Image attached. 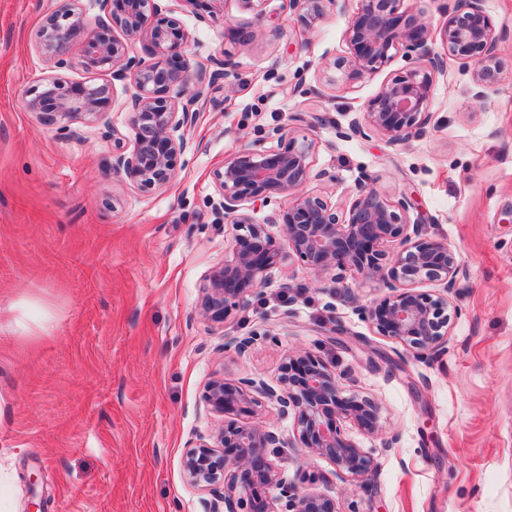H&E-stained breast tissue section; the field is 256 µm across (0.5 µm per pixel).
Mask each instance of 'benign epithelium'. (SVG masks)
<instances>
[{
    "instance_id": "benign-epithelium-1",
    "label": "benign epithelium",
    "mask_w": 512,
    "mask_h": 512,
    "mask_svg": "<svg viewBox=\"0 0 512 512\" xmlns=\"http://www.w3.org/2000/svg\"><path fill=\"white\" fill-rule=\"evenodd\" d=\"M98 7L87 19L81 0H64L48 14L38 32L37 51L50 67L71 65L70 42L83 36L81 64L86 69L111 68V78L134 86L126 102L133 146L127 148L112 130V171L139 190L168 186L176 176L175 161L189 149L185 132L200 116L207 90L229 77L231 63L212 59L190 66L189 32L168 16L161 0H90ZM338 0H288L298 20L311 27L323 18L327 5ZM397 0H361L348 20V55L335 60L344 83L371 76L392 58L391 51L427 63L428 71L386 83L349 122L343 136L366 138L376 132L393 145L426 136L433 79L446 65L434 47L431 23L422 12L398 11ZM484 0H455L440 28L449 55L474 67V99L499 75L498 35L483 7ZM122 31L126 39L114 35ZM150 47L149 57L130 54L127 40ZM110 84L66 86L58 77L46 79L44 89L28 107L44 122L63 130L80 116L105 120ZM313 146L290 135L255 151L245 149L215 173L219 207L231 228V255L213 267L201 287V307L208 321L224 324L234 311L252 305L269 272L294 257L317 277L336 283L356 273L378 284L380 295L359 307V315L378 336L400 343L414 357L433 360L447 341L451 319L449 294L463 273L459 255L447 242L428 237L420 220H410L411 204L397 202L361 178L344 218L322 197L300 191L310 175ZM272 195L284 199L282 208L257 223L246 202H264ZM281 225L288 240L283 250L267 225ZM421 284L434 289L422 290ZM274 327L261 323L244 336L224 337L223 350L239 357L259 342L276 340ZM343 376L310 352L288 355L278 376L268 382L241 377L228 381L218 373L204 386L206 410L222 425L187 446L183 457L186 481L216 496L222 508L213 512H336V502L323 494L304 493L281 476L276 449L288 444L275 427L254 421L269 407L294 417V438L306 452L326 458L336 476L354 481L377 466L374 457L347 434V421L360 431L383 435L380 407L370 398L346 396Z\"/></svg>"
}]
</instances>
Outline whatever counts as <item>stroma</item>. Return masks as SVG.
<instances>
[{
    "label": "stroma",
    "instance_id": "1",
    "mask_svg": "<svg viewBox=\"0 0 512 512\" xmlns=\"http://www.w3.org/2000/svg\"><path fill=\"white\" fill-rule=\"evenodd\" d=\"M484 5L500 36L498 80L475 102L472 69L448 58L429 132L392 145L339 134L420 66L398 55L355 85L328 83L357 0L309 29L288 0H263L257 13L224 0L202 21L179 0L171 16L191 35L190 63L226 54L235 68L208 91L175 179L145 193L113 173L102 123L80 117L62 130L27 106L52 74L36 32L59 0H0V512H30L37 499L44 512H210L213 495L183 475L188 443L220 425L201 402L205 383L216 373L269 381L305 351L344 374L345 393L379 404L396 443L349 428L377 461L362 483L299 446L280 449L289 482L333 496L337 512H512V0ZM82 46L71 42L61 78L112 83L108 118L131 141L132 86L81 68ZM285 132L314 146L303 191L341 211L369 175L459 255L456 313L433 361L360 318L374 283L319 282L297 261L274 268L260 300L223 326L203 316V278L231 244L212 207L214 173ZM263 320L278 325L277 342L223 353L224 336Z\"/></svg>",
    "mask_w": 512,
    "mask_h": 512
}]
</instances>
